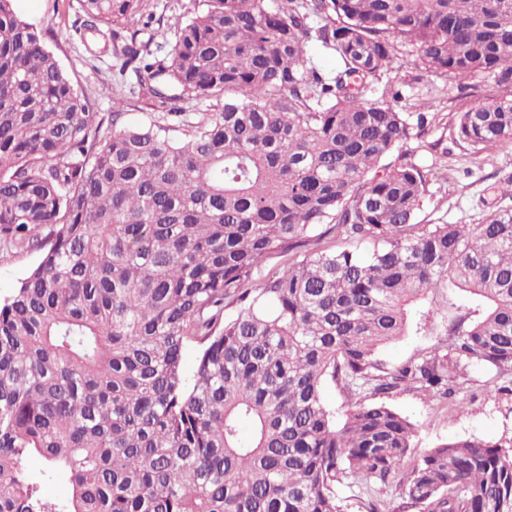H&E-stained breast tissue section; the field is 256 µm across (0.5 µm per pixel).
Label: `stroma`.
I'll return each mask as SVG.
<instances>
[{"label": "stroma", "mask_w": 512, "mask_h": 512, "mask_svg": "<svg viewBox=\"0 0 512 512\" xmlns=\"http://www.w3.org/2000/svg\"><path fill=\"white\" fill-rule=\"evenodd\" d=\"M191 0H148L145 14L129 17L124 34H136L152 48L165 45L175 24L187 17ZM28 21L43 29L45 45L59 59L93 111L107 113L115 86L112 57L90 54L73 26L81 10L77 0H16ZM374 86L372 99L396 96L403 112L428 115L427 131L408 145V158L431 170L419 220L426 224H480L501 203L499 189L512 179V142L477 151L456 134L459 113L512 95L493 78L460 80L426 71L404 47ZM464 407L444 405L412 392L394 395L389 404L417 427L418 448L439 441L478 437L495 441L512 436V397L491 392L482 370H470Z\"/></svg>", "instance_id": "stroma-1"}]
</instances>
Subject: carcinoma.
<instances>
[{
    "label": "carcinoma",
    "mask_w": 512,
    "mask_h": 512,
    "mask_svg": "<svg viewBox=\"0 0 512 512\" xmlns=\"http://www.w3.org/2000/svg\"><path fill=\"white\" fill-rule=\"evenodd\" d=\"M200 3L159 56L121 33L144 0H80V39L112 47L155 110L132 125L119 99L90 111L0 0V249L39 253L0 300V512H346L339 487L389 480L403 502L364 512H512V436L441 441L403 469L417 428L387 403L454 401L473 367L512 395V205L418 221L427 175L406 146L427 115L368 98L397 43L512 86V0ZM456 132L512 141V98ZM275 253L288 266L261 276ZM454 291L482 313L445 305L433 344L379 358L417 301ZM34 456L67 497H41Z\"/></svg>",
    "instance_id": "carcinoma-1"
}]
</instances>
